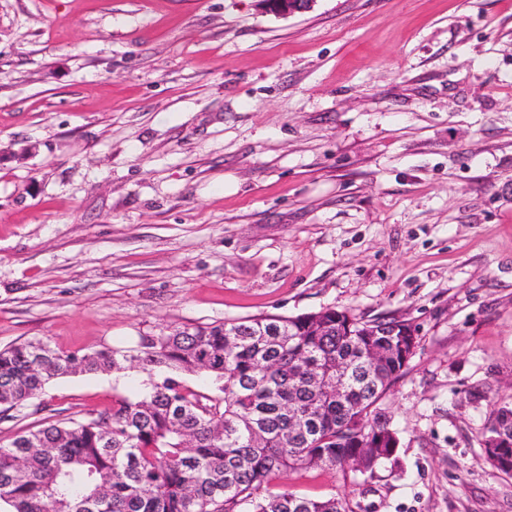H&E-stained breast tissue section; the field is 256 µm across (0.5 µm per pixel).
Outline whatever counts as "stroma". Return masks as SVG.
I'll list each match as a JSON object with an SVG mask.
<instances>
[{"label": "stroma", "instance_id": "1", "mask_svg": "<svg viewBox=\"0 0 512 512\" xmlns=\"http://www.w3.org/2000/svg\"><path fill=\"white\" fill-rule=\"evenodd\" d=\"M326 308L417 330L397 460L277 489L512 512V0H0V349ZM145 377L57 378L0 441ZM264 9L277 15L301 13L310 8L313 0H258ZM504 427L512 428V406L509 404H504L494 410L492 421L487 428L484 443L488 444L489 439L498 432V429ZM510 441L512 442V440H509L505 435H502L489 442V448H484L485 456L490 463L497 469L506 473L508 469L512 471V447L505 448Z\"/></svg>", "mask_w": 512, "mask_h": 512}]
</instances>
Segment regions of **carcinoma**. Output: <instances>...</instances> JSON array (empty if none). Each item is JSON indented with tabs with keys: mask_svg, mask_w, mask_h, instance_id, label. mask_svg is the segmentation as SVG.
Listing matches in <instances>:
<instances>
[{
	"mask_svg": "<svg viewBox=\"0 0 512 512\" xmlns=\"http://www.w3.org/2000/svg\"><path fill=\"white\" fill-rule=\"evenodd\" d=\"M404 336H372L336 310L246 317L139 337L135 355L104 347L62 351L44 342L0 350V406L25 405L60 376L121 368L149 374L139 397H117L85 418L53 415L0 444V502L11 512H350L345 500L277 491L274 481L308 468L374 478L396 459L398 437L378 404L407 367ZM350 367L338 396L314 390L322 367ZM211 381L197 390L184 373ZM512 428V406L493 412L485 439ZM381 436L382 447L359 439ZM512 470L511 448H486Z\"/></svg>",
	"mask_w": 512,
	"mask_h": 512,
	"instance_id": "carcinoma-1",
	"label": "carcinoma"
}]
</instances>
